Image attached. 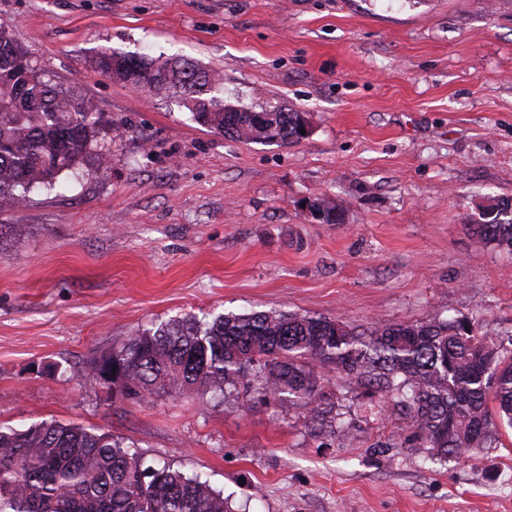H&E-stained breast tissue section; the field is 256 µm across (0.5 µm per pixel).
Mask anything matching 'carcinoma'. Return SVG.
<instances>
[{"label": "carcinoma", "mask_w": 512, "mask_h": 512, "mask_svg": "<svg viewBox=\"0 0 512 512\" xmlns=\"http://www.w3.org/2000/svg\"><path fill=\"white\" fill-rule=\"evenodd\" d=\"M101 74L126 86L179 94L200 125L238 140H298L300 113L267 105L265 125L248 109L225 111L223 79L183 59L98 54ZM112 122L96 102L64 90L0 26V210L35 189L63 188L62 173L108 169ZM480 238L512 249V199L482 207ZM84 376L112 399L142 404L193 392L224 400L241 384L263 401L288 398L311 434L339 435L359 415L389 421L433 458L492 448L512 427V347L470 319L352 326L281 311L195 314L145 329L92 359ZM336 377V398L323 383ZM0 512H230L222 492L196 474L146 461L132 442L58 421L26 429L0 424Z\"/></svg>", "instance_id": "cac0c4a2"}]
</instances>
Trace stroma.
Here are the masks:
<instances>
[{
  "label": "stroma",
  "mask_w": 512,
  "mask_h": 512,
  "mask_svg": "<svg viewBox=\"0 0 512 512\" xmlns=\"http://www.w3.org/2000/svg\"><path fill=\"white\" fill-rule=\"evenodd\" d=\"M32 61L122 128L111 168L0 212V423H77L207 478L233 512H512V428L430 461L358 423L231 391L132 405L83 365L187 313L354 325L473 318L512 334V251L470 229L512 198V0H0ZM111 49L217 71L224 101L304 113L300 142L197 124L172 92L97 71ZM328 197L342 220H315Z\"/></svg>",
  "instance_id": "1"
}]
</instances>
